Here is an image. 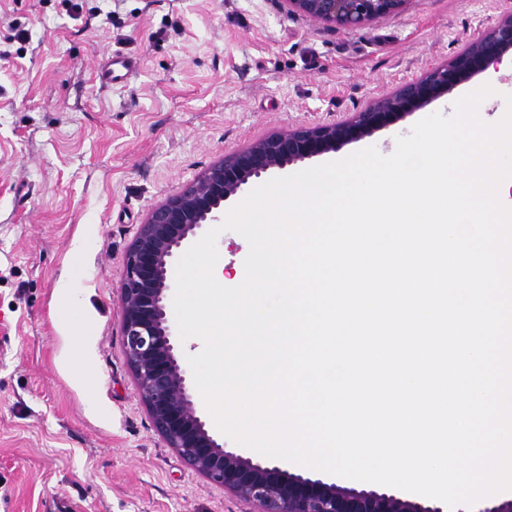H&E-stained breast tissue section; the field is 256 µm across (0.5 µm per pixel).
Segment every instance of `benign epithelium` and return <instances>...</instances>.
Here are the masks:
<instances>
[{
  "label": "benign epithelium",
  "instance_id": "7a95c632",
  "mask_svg": "<svg viewBox=\"0 0 512 512\" xmlns=\"http://www.w3.org/2000/svg\"><path fill=\"white\" fill-rule=\"evenodd\" d=\"M288 13L350 30L404 11L408 0H282ZM512 57V13L447 63L372 102L345 120L274 132L214 161L201 175L147 214L124 261L121 336L127 364L156 431L209 482L257 512H450L440 500H412L390 486L345 488L319 473H294L228 448L206 428L193 400L164 300L178 251L197 230L219 224L224 203L249 180L359 142L419 112ZM472 512H512V499H481Z\"/></svg>",
  "mask_w": 512,
  "mask_h": 512
}]
</instances>
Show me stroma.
<instances>
[{
  "label": "stroma",
  "instance_id": "1",
  "mask_svg": "<svg viewBox=\"0 0 512 512\" xmlns=\"http://www.w3.org/2000/svg\"><path fill=\"white\" fill-rule=\"evenodd\" d=\"M512 0H409L341 30L281 0H0V512H252L155 431L120 332L149 210L271 132L343 119L448 62ZM136 60L101 85L113 56ZM483 121L512 94L486 83ZM421 113L292 165L389 152ZM69 277L81 303L59 294ZM92 326L84 378L66 361Z\"/></svg>",
  "mask_w": 512,
  "mask_h": 512
}]
</instances>
